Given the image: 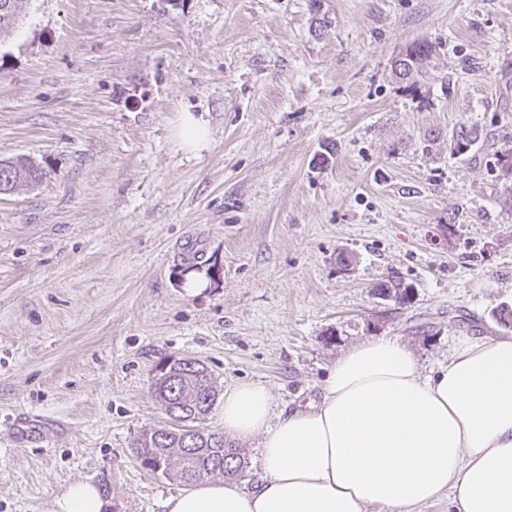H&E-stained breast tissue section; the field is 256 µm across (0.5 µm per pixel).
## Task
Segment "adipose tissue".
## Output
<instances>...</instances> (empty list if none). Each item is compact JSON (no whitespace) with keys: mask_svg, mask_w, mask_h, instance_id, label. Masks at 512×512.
Listing matches in <instances>:
<instances>
[{"mask_svg":"<svg viewBox=\"0 0 512 512\" xmlns=\"http://www.w3.org/2000/svg\"><path fill=\"white\" fill-rule=\"evenodd\" d=\"M227 440H257L261 477L246 488L202 479L165 512H512V336H461L423 374L396 338L337 358L318 400L278 408L264 386L224 394ZM100 489L70 483L52 512H102Z\"/></svg>","mask_w":512,"mask_h":512,"instance_id":"obj_1","label":"adipose tissue"}]
</instances>
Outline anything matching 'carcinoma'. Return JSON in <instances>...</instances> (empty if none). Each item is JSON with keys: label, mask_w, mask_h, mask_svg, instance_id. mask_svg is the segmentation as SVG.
Here are the masks:
<instances>
[{"label": "carcinoma", "mask_w": 512, "mask_h": 512, "mask_svg": "<svg viewBox=\"0 0 512 512\" xmlns=\"http://www.w3.org/2000/svg\"><path fill=\"white\" fill-rule=\"evenodd\" d=\"M21 0H0V42L10 36L17 21ZM431 54L428 43L420 41L406 50L404 57L396 61V65L404 74L421 68ZM473 132L465 128L453 135V151L457 154L466 153L474 144ZM46 172L44 167L30 158L17 156L0 159V194L12 193L22 184L34 185L42 182ZM190 386L193 395L186 399L183 387ZM155 398L165 413L176 411L180 420H187L191 427L202 425L207 414L216 402V391L213 380L198 374L189 364H184L179 380L166 387V392H154ZM161 448L166 451L170 466L169 478L179 482H195L204 477L222 475L226 479L242 476L246 468V460L237 448H232L224 440V433L204 429L187 436V432L179 429L171 434L155 436L145 430L135 438L132 446L134 455L152 458V451Z\"/></svg>", "instance_id": "1"}]
</instances>
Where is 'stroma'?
<instances>
[{"label":"stroma","instance_id":"obj_1","mask_svg":"<svg viewBox=\"0 0 512 512\" xmlns=\"http://www.w3.org/2000/svg\"><path fill=\"white\" fill-rule=\"evenodd\" d=\"M186 110L211 130L195 154ZM510 147L512 0H25L0 158L48 177L0 196V512L105 478L116 512H163L183 484L131 446L167 422L166 358L292 407L364 339L427 373L457 337L504 335ZM390 280L413 301L378 296ZM431 54V47L428 43L420 41L406 50L404 57L396 61V67L408 75L412 70L421 68ZM178 123L177 138L182 148L199 152L208 146L209 129L202 117L198 118L192 112H181Z\"/></svg>","mask_w":512,"mask_h":512}]
</instances>
